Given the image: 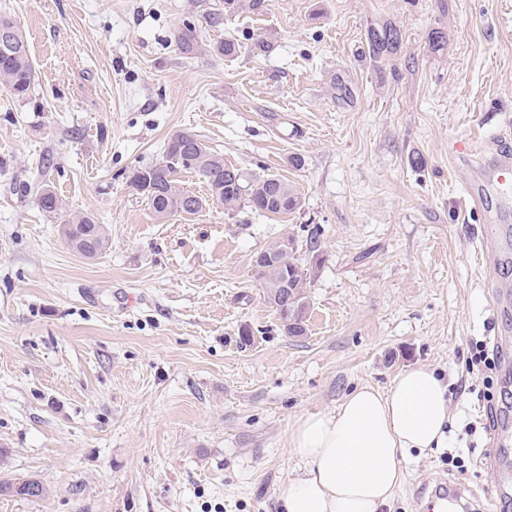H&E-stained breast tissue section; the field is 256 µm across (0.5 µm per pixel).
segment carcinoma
I'll list each match as a JSON object with an SVG mask.
<instances>
[{"label":"carcinoma","instance_id":"cac0c4a2","mask_svg":"<svg viewBox=\"0 0 512 512\" xmlns=\"http://www.w3.org/2000/svg\"><path fill=\"white\" fill-rule=\"evenodd\" d=\"M17 30L19 48L6 57L0 54V85L18 98L25 97L34 83V69L28 54L27 44L16 22L7 15H0V27ZM369 50L376 58L398 54L402 44L400 30L391 24L374 28L369 33ZM181 171H190L206 183L213 199L224 204L226 209H235L241 202L260 213L287 214L298 206L300 197L295 188L277 176H266L247 181L243 173L211 150L195 134L180 132L167 142L163 160L151 166L135 170L130 183L148 200L154 214L166 218L173 213L194 215L204 205V200L193 197L177 179ZM194 198L195 208L187 207L189 198ZM39 205L49 214L62 210V203L53 192L45 190L39 196ZM62 233L67 244L86 258H93L108 245V237L102 225L92 214L65 215ZM305 252L311 257L323 256L321 230L318 226L307 229ZM296 241L288 238L285 251L278 253V266L268 273L259 272L264 297L282 285L288 286L294 301L288 310L279 313L284 332L289 336H302L306 332V309L308 280L303 266L297 258ZM0 495H19L41 498L45 490L35 479L19 484L0 482Z\"/></svg>","mask_w":512,"mask_h":512}]
</instances>
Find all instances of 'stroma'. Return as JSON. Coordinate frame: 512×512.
<instances>
[{
    "mask_svg": "<svg viewBox=\"0 0 512 512\" xmlns=\"http://www.w3.org/2000/svg\"><path fill=\"white\" fill-rule=\"evenodd\" d=\"M4 13L35 81L24 99L0 87V481L45 495L0 496V512H280L302 471L295 423L419 365L466 390L447 448L410 453L380 512H422L416 485L442 477L479 512H512L479 465L512 387L486 401L466 371L475 342L512 337V306L488 303L476 173L448 155L512 122V0H0ZM385 24L401 51L370 58ZM178 131L288 180L298 208L157 219L129 178ZM46 189L106 225L101 255L68 247ZM314 226L323 262L307 332L290 336L253 260ZM0 495H19L41 498L44 497L45 490L41 483L35 479H28L19 484L0 482Z\"/></svg>",
    "mask_w": 512,
    "mask_h": 512,
    "instance_id": "obj_1",
    "label": "stroma"
}]
</instances>
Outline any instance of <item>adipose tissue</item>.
<instances>
[{
  "label": "adipose tissue",
  "instance_id": "1",
  "mask_svg": "<svg viewBox=\"0 0 512 512\" xmlns=\"http://www.w3.org/2000/svg\"><path fill=\"white\" fill-rule=\"evenodd\" d=\"M450 421L448 385L432 368L406 370L383 391L358 386L291 429L304 471L284 485L281 512H379L407 477L408 453L441 447Z\"/></svg>",
  "mask_w": 512,
  "mask_h": 512
}]
</instances>
